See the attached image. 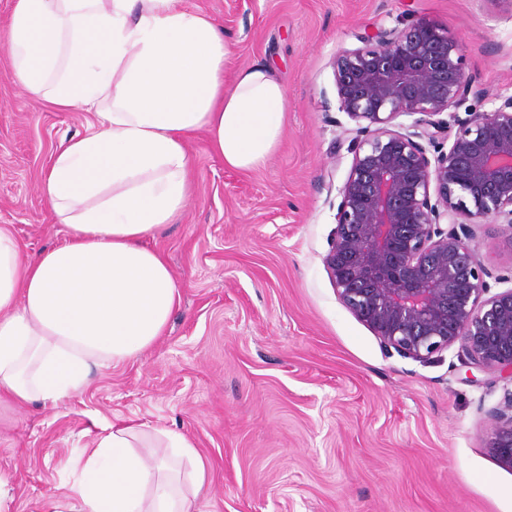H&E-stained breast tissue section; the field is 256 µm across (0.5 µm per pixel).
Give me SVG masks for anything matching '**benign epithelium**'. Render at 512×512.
<instances>
[{"mask_svg": "<svg viewBox=\"0 0 512 512\" xmlns=\"http://www.w3.org/2000/svg\"><path fill=\"white\" fill-rule=\"evenodd\" d=\"M356 39L332 61L338 111L357 125L324 258L337 297L405 357L459 342L512 380V289L490 293L470 247L475 225L512 231V96L450 123L472 90L459 41L423 21ZM487 447L512 466V392Z\"/></svg>", "mask_w": 512, "mask_h": 512, "instance_id": "7a95c632", "label": "benign epithelium"}]
</instances>
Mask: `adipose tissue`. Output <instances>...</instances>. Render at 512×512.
<instances>
[{"instance_id": "obj_1", "label": "adipose tissue", "mask_w": 512, "mask_h": 512, "mask_svg": "<svg viewBox=\"0 0 512 512\" xmlns=\"http://www.w3.org/2000/svg\"><path fill=\"white\" fill-rule=\"evenodd\" d=\"M0 51L25 100L96 117L39 185L63 243L28 258L0 230V396L55 405L169 321L178 286L146 240L189 203L188 137L255 169L288 101L263 65L225 87L224 35L183 0H15ZM82 473L57 512H195L206 481L193 442L135 425L98 435Z\"/></svg>"}]
</instances>
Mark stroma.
Segmentation results:
<instances>
[{"label": "stroma", "mask_w": 512, "mask_h": 512, "mask_svg": "<svg viewBox=\"0 0 512 512\" xmlns=\"http://www.w3.org/2000/svg\"><path fill=\"white\" fill-rule=\"evenodd\" d=\"M210 15L230 53L224 82L261 64L284 84L277 150L226 167L209 137L187 141L191 198L148 242L179 302L161 336L99 369L58 407L0 401V512H54L103 429L138 425L191 439L205 462L199 512H512V466L487 447L512 381L455 345L404 357L338 300L324 266L336 190L355 127L338 110L331 61L413 21L464 50L468 109L512 96V0H184ZM89 112L26 105L0 54V228L22 254L66 235L39 194ZM472 248L512 289V234L477 226Z\"/></svg>", "instance_id": "35a3bbf8"}]
</instances>
